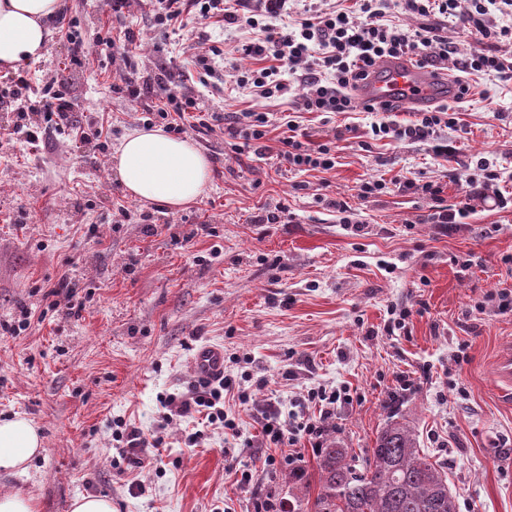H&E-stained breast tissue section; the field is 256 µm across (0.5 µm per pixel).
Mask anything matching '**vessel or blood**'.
<instances>
[{
  "mask_svg": "<svg viewBox=\"0 0 512 512\" xmlns=\"http://www.w3.org/2000/svg\"><path fill=\"white\" fill-rule=\"evenodd\" d=\"M454 80L444 72L432 71L405 58H389L358 90L361 100L392 102L411 107H427L436 99L451 95ZM197 378L216 380L224 375V351L215 345L199 347L193 355ZM492 384L498 394L512 396V349L503 350L492 364Z\"/></svg>",
  "mask_w": 512,
  "mask_h": 512,
  "instance_id": "obj_1",
  "label": "vessel or blood"
}]
</instances>
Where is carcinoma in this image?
I'll list each match as a JSON object with an SVG mask.
<instances>
[{"label":"carcinoma","instance_id":"carcinoma-1","mask_svg":"<svg viewBox=\"0 0 512 512\" xmlns=\"http://www.w3.org/2000/svg\"><path fill=\"white\" fill-rule=\"evenodd\" d=\"M317 472L313 498L305 472L288 474L296 493L287 512H457L445 472L399 424L384 428L359 464L334 442L320 449Z\"/></svg>","mask_w":512,"mask_h":512}]
</instances>
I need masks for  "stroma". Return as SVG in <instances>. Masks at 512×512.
<instances>
[{"label":"stroma","instance_id":"stroma-1","mask_svg":"<svg viewBox=\"0 0 512 512\" xmlns=\"http://www.w3.org/2000/svg\"><path fill=\"white\" fill-rule=\"evenodd\" d=\"M61 13L88 40L69 90L75 115L103 124L108 138L77 149L53 134L33 149L11 136L14 113L0 111V320L26 323L20 336L0 337V418L21 414L44 437L27 475L0 480V490L31 494L40 512H71L78 495L110 496L115 512H255L261 495L290 498V468L316 472L304 439L293 466L269 469L266 410L314 414L307 393L322 387L350 395L324 441L358 454L400 423L446 472L457 512H512V400L490 378L494 358L512 347V310L498 300L512 292V205L477 199L467 223L444 226L423 222L430 198L358 195L364 179L403 174L441 185L444 204H454L481 157L512 193V84L479 78L457 127L441 132L457 148L445 159L427 142L370 138L374 117L357 111L335 117V168L295 174L277 164L278 131L264 157H247L186 120L183 136L211 175L174 211L131 198L113 169L125 135L166 125L144 110L157 96L130 102L123 76L131 65L142 76L169 70L210 112L284 111L236 84L249 66L235 51L247 30L196 18L164 38L151 0H127L118 19L104 0H63ZM392 19L434 30L458 59L476 46L512 54V43L475 41L452 18ZM106 31L121 53L98 45ZM336 198L362 230L341 222ZM282 205L288 223H254ZM64 275L85 305L76 317L44 297ZM396 307L411 314L392 332ZM203 344L223 348L225 375L251 393L248 404H226L238 434L197 412L164 415L161 397L196 386L192 358ZM120 421L163 436L147 467L116 465ZM238 469L251 471V484H236Z\"/></svg>","mask_w":512,"mask_h":512}]
</instances>
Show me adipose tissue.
Wrapping results in <instances>:
<instances>
[{"mask_svg": "<svg viewBox=\"0 0 512 512\" xmlns=\"http://www.w3.org/2000/svg\"><path fill=\"white\" fill-rule=\"evenodd\" d=\"M62 0H0V68L39 58L51 36L48 20ZM116 171L131 198L178 208L195 201L210 176L206 156L187 139L159 129L136 130L116 150ZM43 452L39 428L21 415L0 418V479L26 475Z\"/></svg>", "mask_w": 512, "mask_h": 512, "instance_id": "ef3b65f1", "label": "adipose tissue"}]
</instances>
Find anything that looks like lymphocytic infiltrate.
<instances>
[{
    "mask_svg": "<svg viewBox=\"0 0 512 512\" xmlns=\"http://www.w3.org/2000/svg\"><path fill=\"white\" fill-rule=\"evenodd\" d=\"M289 0H156L154 15L159 29L168 30L193 16L215 18L226 24L248 27L251 35L237 51L242 58L256 61L257 66L245 70L238 84L259 98L269 99L292 95L294 116L276 122L264 112H244L237 119L224 121L221 113L202 112L195 99L180 95L174 86H166L164 97L175 114L196 111L198 124L207 131L223 127L225 136L234 139L238 154L262 155L271 127L282 124L284 132L279 139L276 157L288 170L303 172L330 170L336 165V156L330 144L311 145L306 132L297 121L303 112L336 114L354 109L353 92L358 84L376 69L379 62L400 56L416 58L418 63L433 66L447 60L448 49L431 53L434 37L429 30L411 31L393 25L389 18L390 0H355L354 10L332 9L322 11L308 7L293 25L282 24L288 14ZM512 4V0H401L406 12L418 15L439 13L454 16L467 24L477 39L510 38L512 29H493L489 24L491 10ZM69 67L56 70L49 87L32 89L22 73L11 78L12 90L1 103L16 112L19 119L13 130L24 143L38 147L43 136L66 135L75 147L81 148L100 139L102 128L89 129L74 117V103L68 93L73 83L74 69L82 65L84 40L69 35ZM458 69L464 77L458 82L456 95L442 101L433 110L417 113L408 124L395 121L372 124L373 137L398 141H434V150L440 155L455 153V146L440 141L441 129L456 125V114L472 94L474 87L468 75L479 73L497 77L501 82L512 81V60L473 50ZM301 85V94H293V85ZM236 392L240 403H247V390H232L230 380L203 384L189 398L174 395L163 397V408L176 415L193 411L205 413L209 423L222 424L226 430L236 431L234 416L224 408V395ZM341 392L323 388L311 389L309 402L318 404L320 414L298 422L296 426L282 424L277 413L267 414L263 433L277 448L293 446L298 436H305L312 450H320L325 431V416L342 401Z\"/></svg>",
    "mask_w": 512,
    "mask_h": 512,
    "instance_id": "1",
    "label": "lymphocytic infiltrate"
}]
</instances>
